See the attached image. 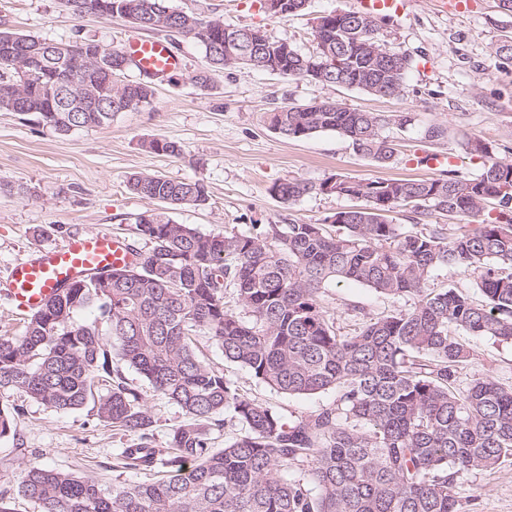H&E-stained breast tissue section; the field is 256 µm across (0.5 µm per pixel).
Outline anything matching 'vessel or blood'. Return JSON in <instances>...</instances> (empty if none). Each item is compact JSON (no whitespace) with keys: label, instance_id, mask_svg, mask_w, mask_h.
I'll return each mask as SVG.
<instances>
[{"label":"vessel or blood","instance_id":"obj_1","mask_svg":"<svg viewBox=\"0 0 512 512\" xmlns=\"http://www.w3.org/2000/svg\"><path fill=\"white\" fill-rule=\"evenodd\" d=\"M407 0H357L358 10L372 15L403 16ZM125 52L141 70L170 71L180 65L178 56L162 40L129 41ZM132 255L125 241L106 232L75 236L59 247L39 251L17 260L5 278H0V295L13 310L25 316L40 310L59 286L72 284L87 275L123 267Z\"/></svg>","mask_w":512,"mask_h":512}]
</instances>
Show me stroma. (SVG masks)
Instances as JSON below:
<instances>
[{"instance_id":"obj_1","label":"stroma","mask_w":512,"mask_h":512,"mask_svg":"<svg viewBox=\"0 0 512 512\" xmlns=\"http://www.w3.org/2000/svg\"><path fill=\"white\" fill-rule=\"evenodd\" d=\"M354 3L311 0L305 12L275 18L265 12L262 0H168L172 8L204 20L262 29L306 54L318 49L314 18L352 9ZM0 30L51 42L91 39L107 49L123 48L133 38L159 37L120 17L74 15L62 0H0ZM510 35L512 12L504 11L499 0H469L460 12L444 11L439 0H412L404 19L378 23L380 44L413 60L401 93L384 98L249 69L217 73L203 87L192 80L206 67L201 44L175 35L167 42L181 60L180 69L155 83L150 105L118 113L110 125L59 136L39 127L35 114L0 112V277L25 254L64 244L75 232L108 231L133 240L136 218L153 207L129 190L128 180L136 174L205 183L208 203L169 210L173 222L204 234L255 236L269 224H319L352 205L351 199L320 192L287 205L270 193L279 182L317 184L336 174L357 180L436 178L439 170L419 162L433 153L451 155L457 168L475 170L478 160L463 147L468 135L479 134L499 155L512 149V59L491 50ZM328 99L365 112H410L415 122L403 130L386 128L396 153L384 165L355 154L337 133L294 140L268 124V114L276 109ZM433 123L445 128L444 139H425L424 131ZM153 138L177 143L180 154L147 151L143 143ZM324 303L334 313L338 331L349 335L365 317L407 309L411 300L341 283L326 289ZM465 342L471 358L462 382L487 374L512 386V342L471 336ZM199 347L242 393L271 403L284 416H307L335 399L331 392L276 393L248 370L226 361L208 335L200 336ZM124 375L139 387L153 412L154 445L164 448L184 413L135 370L125 369ZM0 404L20 410L14 434L0 439V491H8L15 512H38L19 494L23 469L31 462L91 475L110 485L143 481V474L114 467L122 450L134 445L135 435L100 424L90 408L57 412L19 393L1 395ZM456 490L459 512H512V459L490 471L460 474Z\"/></svg>"}]
</instances>
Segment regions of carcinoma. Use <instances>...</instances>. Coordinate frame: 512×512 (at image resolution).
Listing matches in <instances>:
<instances>
[{
  "mask_svg": "<svg viewBox=\"0 0 512 512\" xmlns=\"http://www.w3.org/2000/svg\"><path fill=\"white\" fill-rule=\"evenodd\" d=\"M142 16L141 29L194 33L207 68L192 77L205 85L212 75L238 67L224 54L233 36L240 52L265 61L264 71L328 87L343 85L391 97L379 59L350 68L322 67L321 60L259 28L241 33L219 20L177 11L166 0H119ZM309 0H271L272 17L307 9ZM166 17V24L157 22ZM345 20L325 17L314 30L318 45L346 61L357 54ZM23 48L43 53L53 66L61 44L10 31ZM14 64L0 48V104L12 83ZM148 73L120 90L85 71L81 81L97 98L80 106L70 90L53 103L41 95L45 72L26 90L27 100L60 116L53 132L112 123L119 112L150 104ZM284 106L271 113L270 128L285 138L334 131L353 151L379 164L395 148L382 129L411 126L410 112L382 115L322 101ZM155 153L180 154L179 146L153 139ZM480 160L475 171L456 166L439 178L352 181L336 175L315 187L293 179L271 193L291 204L333 183L334 194L361 197L356 211L341 210L336 230L323 224H270L264 235H206L150 209L134 233L148 244L129 245L127 266L95 273L57 289L29 315L20 334L0 335V395L18 392L56 411L92 406L105 425L138 435L121 452L127 469L160 467L162 477L106 485L47 464L30 463L21 496L39 512H459L458 475L489 471L512 457V388L491 376L461 389L458 370L470 351L454 333L512 341V160L497 156L476 133L464 141ZM129 189L170 207L202 206L207 187L136 175ZM445 213L461 221L424 224L404 231L390 214L403 208ZM442 267L474 276L482 299L457 288L427 291ZM355 283L392 297H410L403 311L368 318L340 335L323 303L326 286ZM232 291L237 310L225 306ZM97 321L78 319L85 309ZM206 331L224 358L259 382L288 395L333 390L336 400L308 416L287 418L272 406L243 397L221 368L197 351ZM139 373L153 390L177 404L186 420L172 429L164 453L152 445L154 416L138 389L113 363ZM244 432L216 450L210 431L227 420Z\"/></svg>",
  "mask_w": 512,
  "mask_h": 512,
  "instance_id": "obj_1",
  "label": "carcinoma"
}]
</instances>
